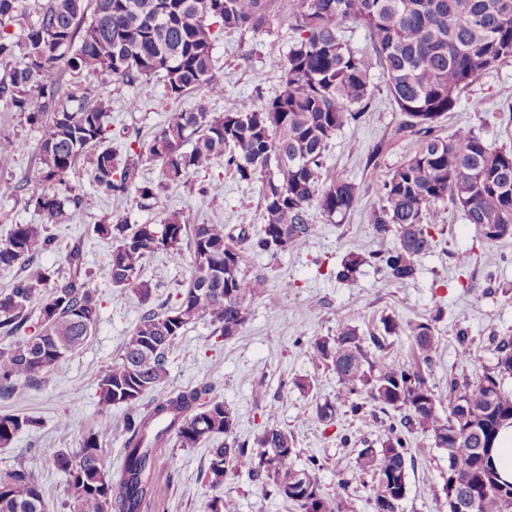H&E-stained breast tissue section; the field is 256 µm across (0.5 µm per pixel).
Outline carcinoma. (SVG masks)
Here are the masks:
<instances>
[{
    "instance_id": "carcinoma-1",
    "label": "carcinoma",
    "mask_w": 512,
    "mask_h": 512,
    "mask_svg": "<svg viewBox=\"0 0 512 512\" xmlns=\"http://www.w3.org/2000/svg\"><path fill=\"white\" fill-rule=\"evenodd\" d=\"M272 0H47L36 22L19 36L7 27L25 16L24 0H0V62L20 58L0 76V101L31 125L43 129L38 143V177L43 191L30 201L47 222L15 224L0 241V268H27L52 248L48 225L69 221L81 210L82 197L59 186L79 162L89 167L92 184L110 197L136 193L151 206L172 184L220 160L239 183L260 178L264 224L229 229L224 224H185L167 214L156 224H129L107 215L94 225L98 237L112 241L101 277L114 287L133 288L144 305L123 353L99 375L101 404L126 412L127 438L119 470L106 468L96 434L84 437L79 451L44 449L67 477L71 512H144L155 490L157 451L175 441L195 448L213 438L205 479L224 489L245 469L273 485L297 512H353L340 481L336 492L322 489L315 457L301 468L295 436L270 424L247 450L234 438L236 412L214 398L208 386L171 391L148 403L144 397L163 388L175 340L188 325L206 319L222 336H237L247 321L248 304H270L267 279L251 271L252 257L285 252L312 233L308 209L316 203L331 218L351 210L356 185L340 176H324L329 146L346 125L371 118L369 66L342 39L348 21L362 26L376 65L404 120L395 134L417 137L416 151L384 180L380 204L369 214L380 240L395 245L375 253L391 280L415 278L421 259L433 248L425 224L427 207L448 201L489 241L512 236V148H493L468 125L442 137L439 120L455 111L461 89L499 63L512 59V0H291L289 18L296 39L283 58L271 60L282 72L278 93L247 111L213 113L207 99L224 95L214 72L212 50L225 31L264 27ZM90 77L99 86L120 81L135 89L131 110L150 94L154 80L164 81L178 99L205 92L195 109L172 110L143 151L117 155L109 146L111 106L85 87L70 88L64 75ZM18 142L0 135V171L16 161ZM159 163L158 182L144 181V160ZM189 240L193 272L179 302L153 305L143 264L155 253L177 258ZM68 276L54 279L38 271L0 291V396L11 395L19 381L38 386L69 353L92 335L99 313L97 291L82 279L84 257L73 247L66 257ZM359 256L342 260L336 279L354 278ZM39 302L37 326L29 325V307ZM442 310L409 324L414 360L395 361L385 353V336L398 332L389 316L380 319L384 335L371 346L345 321L336 334L318 336L309 351L336 375L339 393L351 415L376 403L401 414L379 440L360 449L359 471L372 477L373 512H395L407 486L413 461L410 436L421 434L448 453L445 491H455L452 512H512V483L499 479L490 451L500 429L512 424V336L498 339L494 362L475 382L448 381V413L429 387L425 371L435 363L440 338L435 323ZM339 407L316 405L323 424L334 423ZM33 424L15 414H0V447ZM0 512H49L42 488L23 467L0 475Z\"/></svg>"
}]
</instances>
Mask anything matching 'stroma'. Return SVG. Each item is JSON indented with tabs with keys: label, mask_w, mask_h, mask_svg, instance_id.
<instances>
[{
	"label": "stroma",
	"mask_w": 512,
	"mask_h": 512,
	"mask_svg": "<svg viewBox=\"0 0 512 512\" xmlns=\"http://www.w3.org/2000/svg\"><path fill=\"white\" fill-rule=\"evenodd\" d=\"M295 34L288 25V0H273L266 26L259 31H227L214 44L215 73L224 83V96L211 100L213 112L247 110L274 96L279 73L270 64L285 56ZM370 121L346 126L331 141L327 164L331 171L358 184L356 205L346 214L326 218L310 207V237L297 249L275 255L256 254L252 270L266 275L277 306L257 299L248 307V320L232 339H224L209 321L191 324L170 352L166 390L210 385L213 398L231 405L238 414L236 436L252 443L267 423L269 409H276L279 426L292 431L301 458L316 457L321 467L316 477L324 490L334 489L338 479L349 482L348 493L355 512H373L370 478L359 473L354 461L363 441L380 439L388 423L384 414L366 412L354 417L341 412L333 426L316 417L318 403L335 400L336 377L318 365L307 351L314 337L335 333L338 321L355 326L361 336L382 331L381 317L400 325L386 339L389 357L407 361L411 348L408 322L438 316L440 356L429 376L437 397L447 398L450 379L472 380L494 361V340L512 336V236L491 242L468 224L462 211L447 203L429 206L427 222L437 241L434 251L421 261L414 280L391 281L372 264H364L352 282H339L333 271L350 253L370 252L394 245V238L379 240L367 215L379 203L380 186L416 149L415 137H392L403 116L387 89L379 67H372ZM112 105L110 144L125 152L136 133L157 131L168 110L193 109L198 95L170 98L163 85L142 98L138 110L126 107L133 90L115 83L97 90ZM467 124L495 148L512 147V59L482 74L459 93L455 112L442 119L443 133ZM15 137L20 145L17 161L8 174L10 182L27 181L25 191L0 196V240L13 225L39 224L43 218L30 204L41 193L36 147L40 128L19 114L0 108V133ZM376 164H368L369 154ZM66 181L83 197L79 217L66 224L50 225L53 251L38 266L66 271L65 256L73 246L85 253L86 279L100 299L93 335L70 353L58 370L39 387L18 383L13 395L0 397V413L27 415L34 426L17 435L9 447H0V471L24 466L39 481L50 512H69L68 486L63 473L45 456L48 448L78 451L88 433L99 436L108 468L122 463L126 438L124 410L100 403L98 375L102 367L118 359L142 313L137 295L128 288L112 287L99 276L111 244L97 237L95 224L108 214L127 217L132 224H157L169 212L178 211L189 224L262 223V182L239 183L223 163L192 174L185 184L162 192L151 207L143 208L136 196L114 200L89 182L85 167L70 172ZM470 260L461 266L457 254ZM192 270L191 254L175 260L159 253L146 260L143 277L156 286L154 299L167 305L178 301L180 285ZM466 333L471 361L458 357L459 333ZM309 379L313 387L302 391L296 379ZM414 460L408 465L407 493L400 512H448L443 490L448 477V454L417 437ZM208 447L162 449L156 462V492L144 512H207L215 492L204 481ZM236 512H295L294 507L261 488L247 473L229 481Z\"/></svg>",
	"instance_id": "1"
}]
</instances>
